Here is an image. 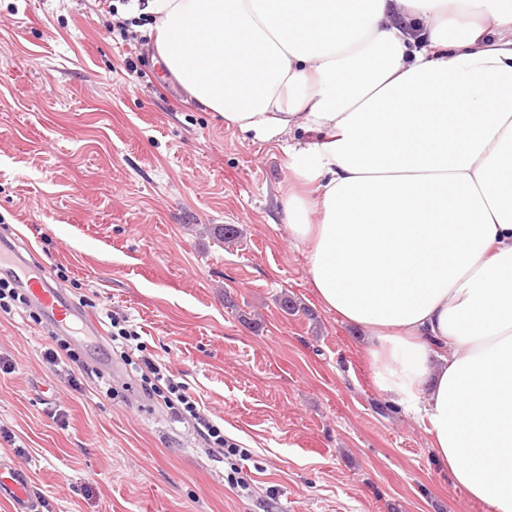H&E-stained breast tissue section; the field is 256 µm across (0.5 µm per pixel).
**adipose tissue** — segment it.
<instances>
[{
    "mask_svg": "<svg viewBox=\"0 0 512 512\" xmlns=\"http://www.w3.org/2000/svg\"><path fill=\"white\" fill-rule=\"evenodd\" d=\"M127 11L153 17L160 61L199 106L283 141L284 225L311 288L359 329L375 385L454 486L512 512V0Z\"/></svg>",
    "mask_w": 512,
    "mask_h": 512,
    "instance_id": "ef3b65f1",
    "label": "adipose tissue"
}]
</instances>
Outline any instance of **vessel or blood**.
<instances>
[{
	"instance_id": "b4317fda",
	"label": "vessel or blood",
	"mask_w": 512,
	"mask_h": 512,
	"mask_svg": "<svg viewBox=\"0 0 512 512\" xmlns=\"http://www.w3.org/2000/svg\"><path fill=\"white\" fill-rule=\"evenodd\" d=\"M18 269L15 285L27 297L31 307L39 310L60 331H68L71 324L81 322L83 333H98L96 323L82 311L72 308L60 288L51 279L30 268V263L17 244L0 245V266ZM0 501L8 504L11 512H41L42 503L30 493V475L15 464H0Z\"/></svg>"
}]
</instances>
